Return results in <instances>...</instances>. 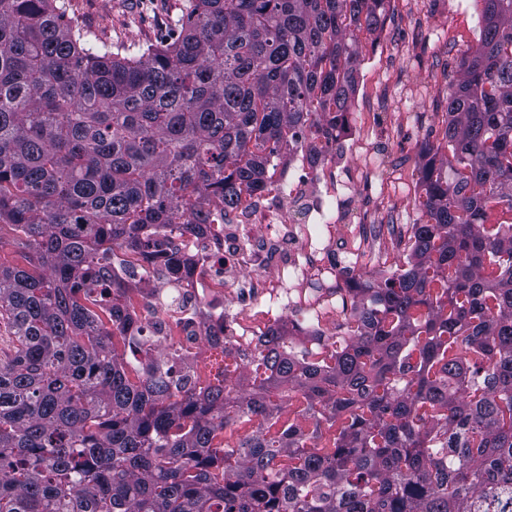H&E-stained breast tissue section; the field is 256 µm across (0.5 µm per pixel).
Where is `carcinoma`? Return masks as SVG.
<instances>
[{
	"mask_svg": "<svg viewBox=\"0 0 512 512\" xmlns=\"http://www.w3.org/2000/svg\"><path fill=\"white\" fill-rule=\"evenodd\" d=\"M389 3L184 0L176 37L101 48L70 0H0V235L34 258L0 267V512H512V0H483L423 218L392 277L352 279L336 348L215 341L224 374L177 386L127 287L91 298L159 229L341 149Z\"/></svg>",
	"mask_w": 512,
	"mask_h": 512,
	"instance_id": "1",
	"label": "carcinoma"
}]
</instances>
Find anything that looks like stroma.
<instances>
[{"label":"stroma","mask_w":512,"mask_h":512,"mask_svg":"<svg viewBox=\"0 0 512 512\" xmlns=\"http://www.w3.org/2000/svg\"><path fill=\"white\" fill-rule=\"evenodd\" d=\"M181 0H72L81 25L101 42L155 43L175 37ZM482 0H391L382 28L360 34L358 89L351 127L369 122L349 168L384 159L382 188L389 221L416 224L423 195L422 142L444 144L448 93L460 60L480 43Z\"/></svg>","instance_id":"stroma-1"}]
</instances>
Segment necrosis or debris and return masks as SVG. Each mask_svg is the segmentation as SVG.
I'll return each instance as SVG.
<instances>
[{
    "mask_svg": "<svg viewBox=\"0 0 512 512\" xmlns=\"http://www.w3.org/2000/svg\"><path fill=\"white\" fill-rule=\"evenodd\" d=\"M345 169L335 152L316 164L298 153L273 190L256 191L234 211L214 207L207 234H155L150 253L113 267V279L137 287L142 335L170 339L193 364L206 337L247 354L278 326L334 348L349 272H386L376 241L395 248L410 235L407 225L378 224L371 209L357 223L337 224L333 203Z\"/></svg>",
    "mask_w": 512,
    "mask_h": 512,
    "instance_id": "1",
    "label": "necrosis or debris"
}]
</instances>
